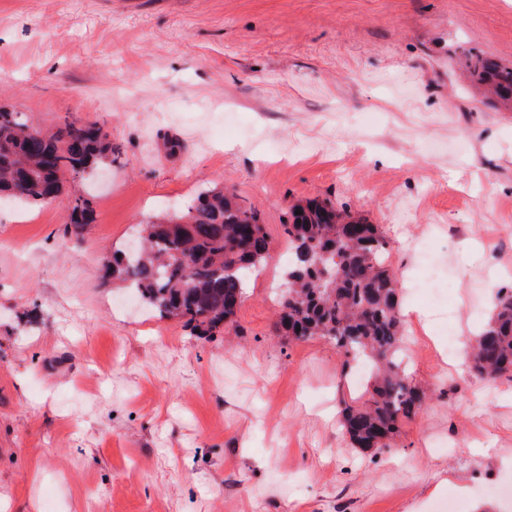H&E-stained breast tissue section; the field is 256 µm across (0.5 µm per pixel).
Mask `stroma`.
I'll use <instances>...</instances> for the list:
<instances>
[{
  "mask_svg": "<svg viewBox=\"0 0 512 512\" xmlns=\"http://www.w3.org/2000/svg\"><path fill=\"white\" fill-rule=\"evenodd\" d=\"M512 63V0H0V107L101 126L112 161L64 204L0 203V512H512V381L448 359L402 290L408 372L430 390L392 446L353 448L344 358L272 332L289 202L380 225L401 282L441 263L457 338L512 286V112L459 68ZM179 140L169 152L164 143ZM214 185L259 212L270 256L237 328L195 336L104 283L140 225ZM68 208L71 210V214L69 213V219L64 224V232L79 236L93 221L92 210L88 201L81 197L69 200Z\"/></svg>",
  "mask_w": 512,
  "mask_h": 512,
  "instance_id": "obj_1",
  "label": "stroma"
}]
</instances>
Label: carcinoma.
Masks as SVG:
<instances>
[{
	"mask_svg": "<svg viewBox=\"0 0 512 512\" xmlns=\"http://www.w3.org/2000/svg\"><path fill=\"white\" fill-rule=\"evenodd\" d=\"M463 65L482 96L512 112V65L478 52ZM110 158L112 142L96 124L67 121L44 134L25 113L0 111V199L60 202L65 182ZM68 208L64 232L79 236L93 221L92 210L80 197ZM283 231L291 261L276 335L290 342L323 338L346 364L371 362L366 392L340 399V423L353 447L388 448L427 393L412 384L403 364L398 277L380 225L308 199L289 204ZM139 237L144 252L112 250L105 280L129 284L159 317L178 319L202 336L235 322L250 272L269 255L258 213L222 186L200 194L186 214L157 217ZM470 366L483 379H512V288L495 291L492 319L470 347Z\"/></svg>",
	"mask_w": 512,
	"mask_h": 512,
	"instance_id": "cac0c4a2",
	"label": "carcinoma"
}]
</instances>
